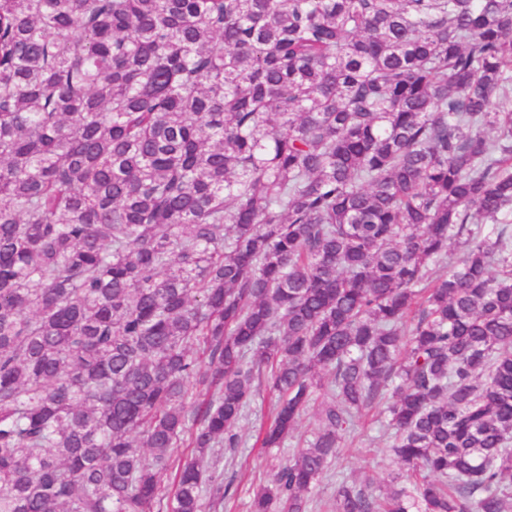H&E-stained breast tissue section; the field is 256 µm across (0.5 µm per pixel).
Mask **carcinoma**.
Wrapping results in <instances>:
<instances>
[{
	"label": "carcinoma",
	"mask_w": 512,
	"mask_h": 512,
	"mask_svg": "<svg viewBox=\"0 0 512 512\" xmlns=\"http://www.w3.org/2000/svg\"><path fill=\"white\" fill-rule=\"evenodd\" d=\"M262 386L254 512L380 403L328 512H512V0H0V512H221ZM261 400L258 399L240 423V434L247 439L245 448H239L235 458H225L220 468H224V483L234 476V496L226 503L223 512H253V494L257 486L265 480L279 461L303 446L302 441L312 439L319 427L317 404L304 414L297 426L294 437L288 438L283 448H252L255 438L250 436L261 422ZM382 409V406L375 405L362 412L357 438L344 443L338 465L310 495L314 501L333 502L342 482L351 486L371 480L377 494L379 487L381 492H386L389 488L399 489L407 485L403 478L394 484L389 482V476H398L399 466L388 451V436L376 423Z\"/></svg>",
	"instance_id": "1"
}]
</instances>
